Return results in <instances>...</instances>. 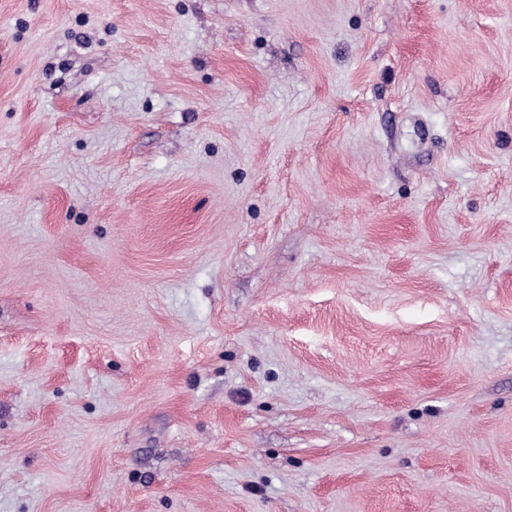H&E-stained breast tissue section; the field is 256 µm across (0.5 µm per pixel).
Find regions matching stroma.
Instances as JSON below:
<instances>
[{"label":"stroma","mask_w":512,"mask_h":512,"mask_svg":"<svg viewBox=\"0 0 512 512\" xmlns=\"http://www.w3.org/2000/svg\"><path fill=\"white\" fill-rule=\"evenodd\" d=\"M0 512H512V0H0Z\"/></svg>","instance_id":"obj_1"}]
</instances>
